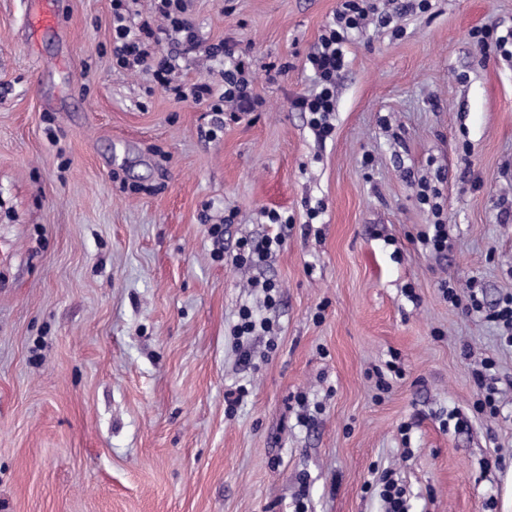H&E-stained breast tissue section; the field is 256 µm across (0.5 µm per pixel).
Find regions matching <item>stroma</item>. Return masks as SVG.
Listing matches in <instances>:
<instances>
[{
    "label": "stroma",
    "mask_w": 512,
    "mask_h": 512,
    "mask_svg": "<svg viewBox=\"0 0 512 512\" xmlns=\"http://www.w3.org/2000/svg\"><path fill=\"white\" fill-rule=\"evenodd\" d=\"M60 2L36 35L0 0V512H385L386 470L408 512H512V347L439 288L512 294V0H377L394 22L347 44L324 141L291 101L340 0H187L200 49L174 79L220 82L207 49H248L261 104L237 121L113 67L110 0ZM423 184L442 254L416 239ZM270 210L294 223L244 274ZM245 306L274 330L242 348ZM487 356L494 417L473 410ZM270 224H278L279 231L271 236L265 234L259 238L239 240L234 263L239 267H254L266 263L285 242V231L292 224L291 217L282 216L275 210L267 212Z\"/></svg>",
    "instance_id": "1"
}]
</instances>
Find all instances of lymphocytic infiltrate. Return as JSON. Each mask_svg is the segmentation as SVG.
<instances>
[{"label": "lymphocytic infiltrate", "mask_w": 512, "mask_h": 512, "mask_svg": "<svg viewBox=\"0 0 512 512\" xmlns=\"http://www.w3.org/2000/svg\"><path fill=\"white\" fill-rule=\"evenodd\" d=\"M125 0H112L113 48L112 63L122 69L138 68L150 72L175 99L192 100L207 105L210 111H222L225 103H233L236 111L250 112L255 105L248 64L244 55L224 41L210 48L213 56L224 58V82L214 87L207 80L190 86L172 85L169 75L179 59L194 54L198 48L195 26L187 14V0H154L152 14L129 23L124 14ZM376 6L373 0H342L332 24L320 37L317 48L306 63L317 80L315 92L297 96L293 108L308 113L309 125L320 139L331 136L330 118L336 110V78L344 66V47L350 36L358 32ZM270 223L279 227L275 235H263L238 241L234 262L240 267L266 263L285 242L291 217L268 211ZM442 294L448 302L468 313H485L487 319L503 330L502 337L512 346V295L506 296L493 310H486L480 288L470 286L467 297H460L453 282L442 281Z\"/></svg>", "instance_id": "obj_1"}]
</instances>
